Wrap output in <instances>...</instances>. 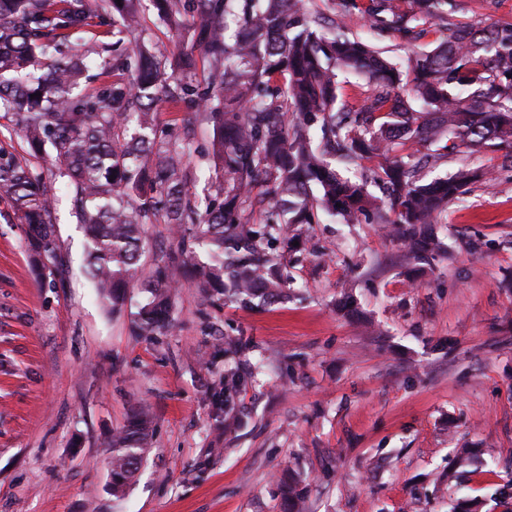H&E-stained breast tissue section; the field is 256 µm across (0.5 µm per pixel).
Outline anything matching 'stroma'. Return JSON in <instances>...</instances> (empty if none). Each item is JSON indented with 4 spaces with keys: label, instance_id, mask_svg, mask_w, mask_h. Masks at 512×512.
Instances as JSON below:
<instances>
[{
    "label": "stroma",
    "instance_id": "35a3bbf8",
    "mask_svg": "<svg viewBox=\"0 0 512 512\" xmlns=\"http://www.w3.org/2000/svg\"><path fill=\"white\" fill-rule=\"evenodd\" d=\"M455 19L512 23V0H456ZM143 36L168 59L195 51L142 0ZM204 196L212 125L161 112ZM68 260L53 288L25 225L0 201V512H281L278 483L302 480L307 512H450L457 499L500 512L512 482V172L470 184L435 231L442 251L417 271L383 225L322 216L297 224L287 298L211 306L172 267L176 326L132 334L143 299L114 313L85 275L84 237L64 187L53 197ZM232 338L230 360L202 355ZM232 364L245 425L213 440L211 383ZM154 417V446L124 499L109 488L108 442L131 409ZM479 449L472 471L458 448Z\"/></svg>",
    "mask_w": 512,
    "mask_h": 512
}]
</instances>
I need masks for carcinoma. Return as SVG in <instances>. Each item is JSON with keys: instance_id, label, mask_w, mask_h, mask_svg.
Segmentation results:
<instances>
[{"instance_id": "1", "label": "carcinoma", "mask_w": 512, "mask_h": 512, "mask_svg": "<svg viewBox=\"0 0 512 512\" xmlns=\"http://www.w3.org/2000/svg\"><path fill=\"white\" fill-rule=\"evenodd\" d=\"M159 19L186 26L206 67L205 84L167 76L168 59L132 40L141 0H0V110L18 118L29 150L66 179L87 239L88 275L104 304L120 311L133 281L145 294L134 320L141 336L173 329L167 267L145 272V226L159 217L177 235V261L214 306L226 299L288 294L276 251L290 224L320 214L389 224L408 258L428 264L441 251L431 225L475 181L494 171L461 168L424 182L420 171L467 150L503 152L512 164V24L478 28L448 21L455 0H332L333 16L302 0H152ZM362 14L378 39L417 41L434 25L444 38L411 60V83L379 46L343 31ZM112 29V81L72 93L83 73L70 38L88 26ZM56 54L50 79L37 74ZM368 78L344 98L336 70ZM190 107L212 122L214 193L199 203L185 152L159 132L158 112ZM363 160L351 179L332 161ZM386 187L379 200L368 182ZM0 200L27 226L33 261L52 287L65 260L42 174L0 155ZM202 248L208 260L198 258ZM247 380L224 368L210 387L217 440L238 419L232 395ZM151 418L137 408L109 443L110 492L123 497L150 452ZM285 512H302L298 480L281 485Z\"/></svg>"}]
</instances>
